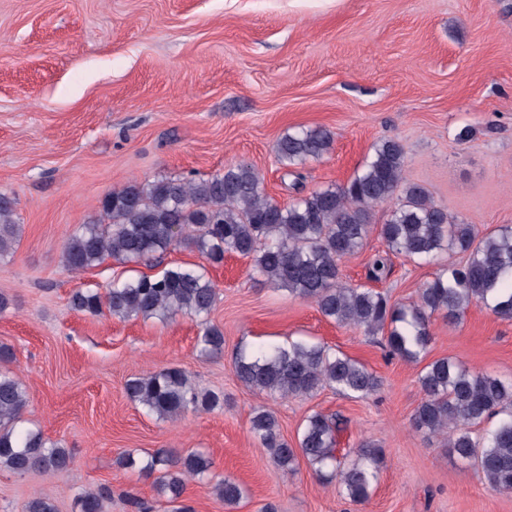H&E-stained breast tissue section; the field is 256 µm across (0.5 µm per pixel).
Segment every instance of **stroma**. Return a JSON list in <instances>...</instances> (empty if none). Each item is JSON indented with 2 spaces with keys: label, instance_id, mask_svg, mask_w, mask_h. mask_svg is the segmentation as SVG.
<instances>
[{
  "label": "stroma",
  "instance_id": "obj_1",
  "mask_svg": "<svg viewBox=\"0 0 512 512\" xmlns=\"http://www.w3.org/2000/svg\"><path fill=\"white\" fill-rule=\"evenodd\" d=\"M466 126L471 137L458 141ZM300 128L329 130L333 142L302 166L296 191L276 145ZM384 138L403 145L406 179L450 214L484 233L512 225V0H0V194L23 229L0 260L9 300L0 344L27 386L26 426L74 455L67 477L0 470V512H25L38 495L75 512L79 493L104 484L111 512H127L129 493L172 512L153 477L122 460L196 449L245 495L231 509L210 483L191 480L184 499L194 512H260L267 502L278 512H512V493L493 491L443 441L412 427L421 364L387 358L383 336L338 326L314 303L258 281L251 259L228 254L207 269L217 292L210 319L224 331L215 356L200 355L189 315L123 320L70 307L76 290L202 262L181 246L158 262L67 271L66 240L98 218L113 189L245 164L285 205L297 192L346 183ZM389 210L373 209L365 246L341 262L344 281L369 282ZM436 271L396 255L373 285L406 304ZM431 332L428 359L512 379V321L474 306L457 325L433 317ZM291 337L359 360L379 391L274 399L235 379L239 347ZM173 366L223 393V406L159 420L127 397L128 379ZM261 407L288 440L322 412L340 421L339 454L363 442L382 448L371 499L350 502L303 460L284 473L250 431Z\"/></svg>",
  "mask_w": 512,
  "mask_h": 512
}]
</instances>
